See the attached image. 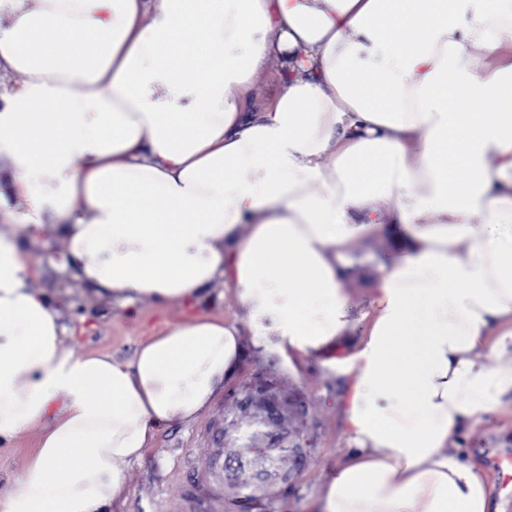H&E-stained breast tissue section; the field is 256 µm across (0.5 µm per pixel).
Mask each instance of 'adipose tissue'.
<instances>
[{"label": "adipose tissue", "instance_id": "1", "mask_svg": "<svg viewBox=\"0 0 512 512\" xmlns=\"http://www.w3.org/2000/svg\"><path fill=\"white\" fill-rule=\"evenodd\" d=\"M1 13L15 82L0 108V442L39 438L0 512H118L158 430L195 421L245 357L236 323L205 312L128 362L66 351L20 226L62 238L58 270L99 296L199 305L221 279L254 348L272 330L284 358L338 355L349 451L311 512H488L486 473L448 445L512 404V0ZM274 56L282 90L243 118ZM387 217L400 257L351 319V249Z\"/></svg>", "mask_w": 512, "mask_h": 512}]
</instances>
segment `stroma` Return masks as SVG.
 Instances as JSON below:
<instances>
[{"instance_id":"stroma-1","label":"stroma","mask_w":512,"mask_h":512,"mask_svg":"<svg viewBox=\"0 0 512 512\" xmlns=\"http://www.w3.org/2000/svg\"><path fill=\"white\" fill-rule=\"evenodd\" d=\"M280 71L279 59L273 58L255 75L244 112H258L272 103L280 89ZM64 250L65 243L59 238L48 239L35 249L33 260L39 271L32 286L57 299L66 326V350L77 354L105 351L128 360L142 342L191 311L187 305L161 308L147 300L133 307L104 299L87 305V288L51 267ZM257 376L264 378L275 394L301 404L302 415L289 413L285 419L309 448L303 456L287 457L285 465L291 483L273 479L252 512H309L311 500L322 493L331 472L348 450L343 432L347 380L318 358L287 360L272 348L249 351L235 377L227 383L225 393L219 394L197 420L175 423L159 431L151 448L126 473L129 493L122 512H185L184 500L189 496L199 493L216 500L229 494L226 484L197 478L190 462L205 459L215 448L223 449L225 457L230 458L244 445L251 449L272 446L273 438L269 427L261 422V412L253 405L238 404L230 396L231 391L241 390ZM38 436V431L31 430L0 445V486L20 473ZM448 451L463 453L479 464L493 487V503L504 504L505 512H512V486L498 489L499 473L495 468L497 459L512 457L511 412L488 414L463 429Z\"/></svg>"}]
</instances>
